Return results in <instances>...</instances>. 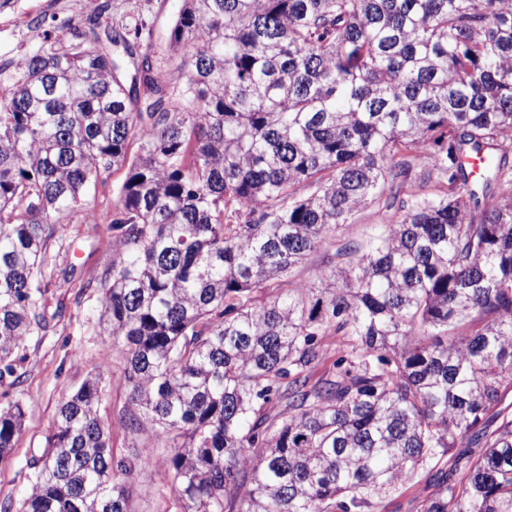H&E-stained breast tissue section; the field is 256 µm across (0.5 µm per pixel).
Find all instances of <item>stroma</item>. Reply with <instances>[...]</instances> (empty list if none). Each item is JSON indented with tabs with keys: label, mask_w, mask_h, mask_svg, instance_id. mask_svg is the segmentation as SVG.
Wrapping results in <instances>:
<instances>
[{
	"label": "stroma",
	"mask_w": 512,
	"mask_h": 512,
	"mask_svg": "<svg viewBox=\"0 0 512 512\" xmlns=\"http://www.w3.org/2000/svg\"><path fill=\"white\" fill-rule=\"evenodd\" d=\"M89 7L90 0H0V63L35 48L37 40L27 27L33 16L53 13L78 25ZM57 234L66 248L56 256V265L61 270L74 268L75 273L68 283L47 290L48 309L61 305L65 313L21 347L23 384H0V402L16 401L25 410L23 434L9 460L0 463V504L19 508L29 489L26 461L54 430L59 405L88 376L100 373L111 381L100 417L110 431L112 457L136 466L129 512H180L167 465L168 449L146 430H133L125 423L134 411L123 382L126 348L102 335L98 325L102 291L86 285L89 277H104L112 264V232L105 224H63Z\"/></svg>",
	"instance_id": "1"
}]
</instances>
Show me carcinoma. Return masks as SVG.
<instances>
[{
	"mask_svg": "<svg viewBox=\"0 0 512 512\" xmlns=\"http://www.w3.org/2000/svg\"><path fill=\"white\" fill-rule=\"evenodd\" d=\"M148 9L36 15L0 65V379L63 313L56 225L106 222L100 321L181 512H512V0H183L163 53ZM109 387L60 404L20 512H127ZM123 179V171L104 172L96 181V192L92 191L87 198V204L90 208L98 213L112 212V203L114 197L112 191L121 183Z\"/></svg>",
	"mask_w": 512,
	"mask_h": 512,
	"instance_id": "cac0c4a2",
	"label": "carcinoma"
}]
</instances>
